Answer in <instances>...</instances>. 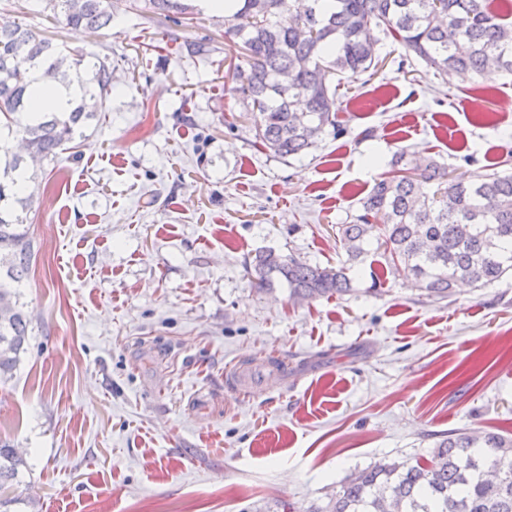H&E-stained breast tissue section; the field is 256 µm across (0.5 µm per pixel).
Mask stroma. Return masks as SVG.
<instances>
[{"mask_svg": "<svg viewBox=\"0 0 512 512\" xmlns=\"http://www.w3.org/2000/svg\"><path fill=\"white\" fill-rule=\"evenodd\" d=\"M114 18L0 0L1 22L112 67L28 213V340L0 382L27 512H303L448 431L512 433L511 276L437 300L373 246L350 294L307 303L245 269L266 250L345 264L338 226L398 149L455 181L512 168V76L396 49L340 80L342 135L282 158L229 91L223 16L116 0Z\"/></svg>", "mask_w": 512, "mask_h": 512, "instance_id": "1", "label": "stroma"}]
</instances>
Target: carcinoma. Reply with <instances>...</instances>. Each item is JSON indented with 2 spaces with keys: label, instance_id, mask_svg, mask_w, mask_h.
<instances>
[{
  "label": "carcinoma",
  "instance_id": "1",
  "mask_svg": "<svg viewBox=\"0 0 512 512\" xmlns=\"http://www.w3.org/2000/svg\"><path fill=\"white\" fill-rule=\"evenodd\" d=\"M46 2L69 26L98 30L113 21L111 0ZM291 2L235 0L225 16V45L246 51V64L229 68L231 91L258 112L255 138L279 157L344 133L332 77L373 78L384 39L438 72L512 74V21L490 0H307L303 11ZM148 5L160 13L191 10L181 0ZM33 71L78 88L65 111L29 113ZM111 89L107 61L83 50L66 54L30 28L0 26V379L17 368L29 327L20 288L33 246L22 212L33 194L18 196L15 176L26 175L30 161H59ZM377 225L388 262L403 264L427 294L441 299L463 285L487 288L512 275V172L494 170L458 183L437 161L402 150L349 221L338 225L349 260L364 257L365 238ZM348 271L273 251L259 253L247 268L256 288L277 282L303 300L350 292ZM23 466L15 449L1 442L0 512L24 503L9 495ZM308 512H512V436L452 430L430 457L359 470Z\"/></svg>",
  "mask_w": 512,
  "mask_h": 512
}]
</instances>
